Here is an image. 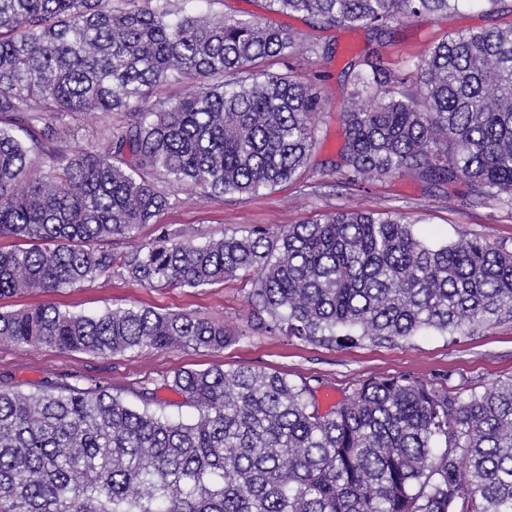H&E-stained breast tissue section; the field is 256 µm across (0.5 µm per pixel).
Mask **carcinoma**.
<instances>
[{"label": "carcinoma", "mask_w": 512, "mask_h": 512, "mask_svg": "<svg viewBox=\"0 0 512 512\" xmlns=\"http://www.w3.org/2000/svg\"><path fill=\"white\" fill-rule=\"evenodd\" d=\"M127 2L0 0V240H16L0 247V299L110 274L112 241L156 222L180 193L257 195L311 158L324 100L267 61L316 46L257 20ZM462 2L269 0L375 29ZM349 66V181L414 170L512 209V29L448 35L403 75L377 55ZM171 80L192 90L142 110ZM79 112L125 121L69 153L65 118ZM120 266L148 287L245 277L274 327L327 345L512 318L511 251L465 233L432 243L393 212H331L204 243L166 231ZM230 341L222 325L146 307L0 312V343L18 348L107 356ZM171 388L195 418L170 417L149 391L133 406L101 386L1 385L0 512H512V380L462 399L374 377L324 413L308 382L248 367L184 371Z\"/></svg>", "instance_id": "obj_1"}]
</instances>
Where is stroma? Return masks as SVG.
Masks as SVG:
<instances>
[{"label": "stroma", "instance_id": "35a3bbf8", "mask_svg": "<svg viewBox=\"0 0 512 512\" xmlns=\"http://www.w3.org/2000/svg\"><path fill=\"white\" fill-rule=\"evenodd\" d=\"M187 9L239 18L258 15L322 47V55L272 65L276 72L288 66L302 77H318L325 102L318 141L309 164L294 180L260 195L209 198L198 193L181 194L179 203L164 211L157 223L142 225L135 238L113 241L114 258L151 243L165 230L186 231L203 243L255 226L275 232L282 225L312 221L325 213L366 210L399 213L414 223L416 232L433 242L450 241L464 232L512 250V210L472 204L464 183H453L442 191L409 171L353 185L344 175L340 158L345 142L340 115L352 79L348 69L352 57L375 51L393 72L403 73L409 60L448 34L511 29L512 0L496 8L487 0H464L447 13L402 19L383 34L323 25L300 15L276 14L269 11L265 0H189ZM124 120L120 112L108 116L75 114L67 120L71 134L61 147L70 152L87 148L107 126ZM250 289V283L238 277L206 288H149L116 271L74 288L2 299L0 311L41 304L95 315L113 308L147 306L161 313H185L224 325L232 340L219 351L174 347L109 356L47 345L20 349L0 344V385L26 391L46 381L84 387L97 384L133 403L142 391L149 390L164 402L166 413L189 418L194 408L169 387L178 372L188 369L249 367L282 373L297 383L316 379L320 382L316 396L324 411L350 395L361 382L382 375L418 378L461 396L512 378L511 320L464 335L428 332L391 343L364 339L331 346L268 332L253 314Z\"/></svg>", "mask_w": 512, "mask_h": 512}]
</instances>
